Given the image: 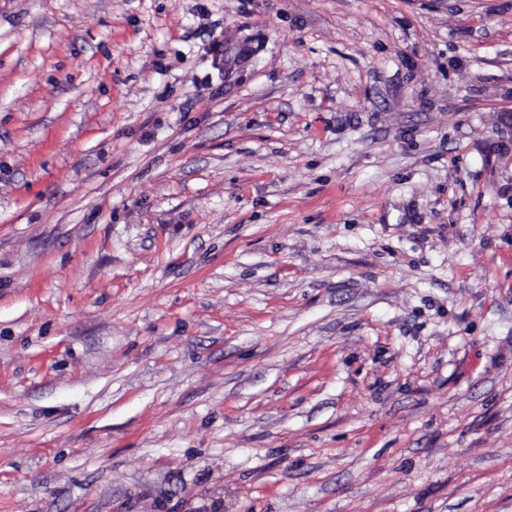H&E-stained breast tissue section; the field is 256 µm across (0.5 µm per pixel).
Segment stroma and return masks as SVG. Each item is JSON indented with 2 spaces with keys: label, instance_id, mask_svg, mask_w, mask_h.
Here are the masks:
<instances>
[{
  "label": "stroma",
  "instance_id": "stroma-1",
  "mask_svg": "<svg viewBox=\"0 0 512 512\" xmlns=\"http://www.w3.org/2000/svg\"><path fill=\"white\" fill-rule=\"evenodd\" d=\"M0 512H512V0H0Z\"/></svg>",
  "mask_w": 512,
  "mask_h": 512
}]
</instances>
